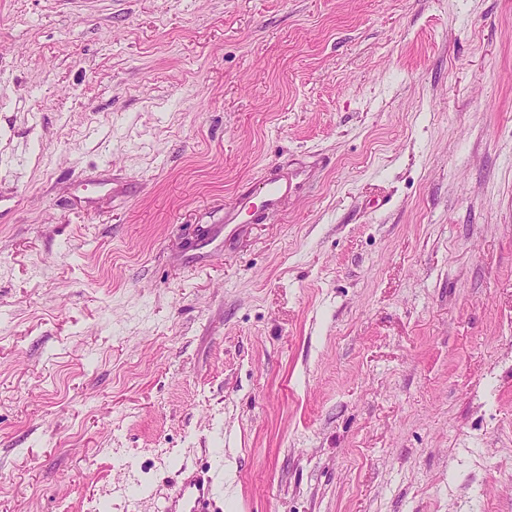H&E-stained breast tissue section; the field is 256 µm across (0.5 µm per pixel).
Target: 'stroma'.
<instances>
[{
  "label": "stroma",
  "instance_id": "stroma-1",
  "mask_svg": "<svg viewBox=\"0 0 512 512\" xmlns=\"http://www.w3.org/2000/svg\"><path fill=\"white\" fill-rule=\"evenodd\" d=\"M209 473L512 512V0H0V512Z\"/></svg>",
  "mask_w": 512,
  "mask_h": 512
}]
</instances>
